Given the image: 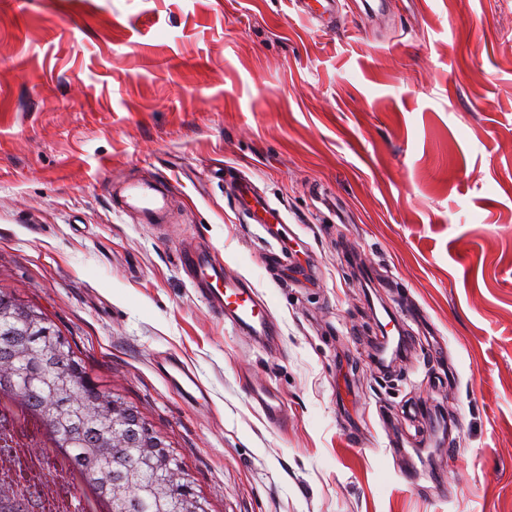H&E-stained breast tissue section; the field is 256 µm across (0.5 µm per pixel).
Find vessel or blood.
<instances>
[{"label":"vessel or blood","mask_w":512,"mask_h":512,"mask_svg":"<svg viewBox=\"0 0 512 512\" xmlns=\"http://www.w3.org/2000/svg\"><path fill=\"white\" fill-rule=\"evenodd\" d=\"M237 189L240 210L246 218L259 224L266 220L276 225L282 223L279 209L258 192L250 179L240 178ZM124 203L137 209L144 220L151 222L163 213L167 198L160 186L137 183L127 187ZM180 268L195 291L233 326L260 337L269 335L270 312L261 304L258 292L250 281L243 279L233 283L225 282L221 268L212 265L205 256L187 251L181 254ZM162 368L167 381L186 406L197 409L209 405L210 392L188 362L170 356L164 358ZM251 397L269 422L277 421L280 402L274 392L256 388L252 390Z\"/></svg>","instance_id":"1"}]
</instances>
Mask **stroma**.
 <instances>
[{"label": "stroma", "instance_id": "35a3bbf8", "mask_svg": "<svg viewBox=\"0 0 512 512\" xmlns=\"http://www.w3.org/2000/svg\"><path fill=\"white\" fill-rule=\"evenodd\" d=\"M228 167L286 234L244 220ZM139 180L164 223L117 203ZM188 248L254 285L268 343L196 295ZM0 286L213 512H512V0H348L330 29L292 0H0ZM40 330L45 333L47 336H54L57 335L54 331V328L49 324L48 321H45L40 325ZM58 331V330H57ZM43 336V344H46L47 342L52 345L54 348V356L57 360V364L64 363L65 365H71L73 368H78L80 370V374L84 378L87 384V391L90 394H95L98 392H101V385H99L94 379L92 378L90 372L88 371L87 366L85 365V362L82 357H80L71 347L69 341L60 334L58 331V336H54L55 340L59 341V338L62 336V341H59L61 347L63 350H60L57 348L55 344H53L51 338ZM65 348L67 350H65ZM161 366L167 381L186 406L198 409L209 405L210 392L193 366L178 356L164 358ZM252 399L257 403L266 419L275 424L280 413V402L278 396L268 389H252Z\"/></svg>", "mask_w": 512, "mask_h": 512}]
</instances>
